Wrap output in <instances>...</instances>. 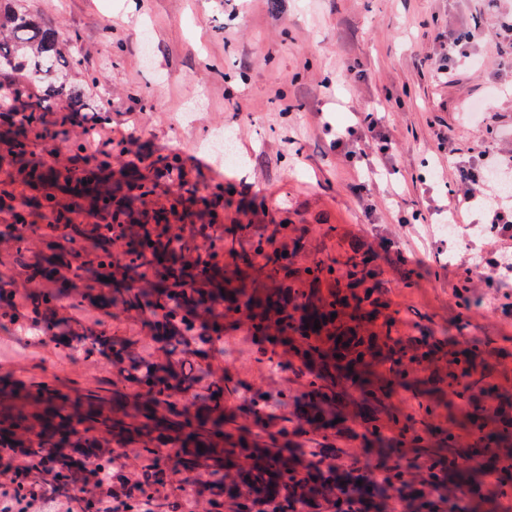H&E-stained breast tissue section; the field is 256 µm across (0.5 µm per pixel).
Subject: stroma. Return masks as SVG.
<instances>
[{"mask_svg":"<svg viewBox=\"0 0 512 512\" xmlns=\"http://www.w3.org/2000/svg\"><path fill=\"white\" fill-rule=\"evenodd\" d=\"M63 34L78 60L70 81L97 82L90 100L107 142L90 159L122 171L128 154L175 157L198 194L214 185L254 203L258 220L306 219L315 234L340 225L347 236L377 245L398 242L419 271L403 287L387 272L382 288L409 335L446 332L488 337L495 381L512 380V315L484 304L460 314L452 287L456 244L430 238L424 226L399 222L411 205L448 202L434 183L438 133H450L457 155L495 146L512 130V94H494L512 47L494 18L512 0H17ZM476 33L480 70L459 68L448 81L424 65L449 32ZM241 111H233L234 103ZM377 110L395 142L398 195L371 185L332 149L323 123L340 126ZM234 134L243 162L219 159L214 142ZM372 218H365L364 204ZM464 330H457V322ZM58 348L39 332L0 323V386L18 398L32 382L109 393L113 371L103 357L57 363Z\"/></svg>","mask_w":512,"mask_h":512,"instance_id":"stroma-1","label":"stroma"}]
</instances>
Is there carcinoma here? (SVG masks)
Listing matches in <instances>:
<instances>
[{"instance_id":"cac0c4a2","label":"carcinoma","mask_w":512,"mask_h":512,"mask_svg":"<svg viewBox=\"0 0 512 512\" xmlns=\"http://www.w3.org/2000/svg\"><path fill=\"white\" fill-rule=\"evenodd\" d=\"M3 2L0 85L13 84V115L0 118L7 125L0 136V167H9L0 181V210L12 213L11 252L34 289L27 319L47 329L64 350L83 348L87 357L104 356L116 367L127 362L136 340L63 314L74 297L81 305L142 316L155 349L151 364L133 381L115 372L108 399L91 393L70 402L40 384L35 394L44 408H3L0 446L24 434L32 448L26 482H49L63 493L76 490L70 477L79 462L59 449L70 447L69 427L77 425L89 431L90 448L139 449L134 502L156 503L157 512H175L181 497L171 482L172 465L186 475L205 472L216 479L200 491L211 512H320L332 497L338 512H384L393 497L409 512H444L454 507L449 493L462 469L471 497L456 512H512L502 508L512 500V387L489 380L478 363L494 353L491 340L475 337L453 348L440 336L401 335L399 311L386 307L379 288L380 251L360 240L345 242L339 259L312 251L304 219L293 225L285 248L277 239L281 225L257 232L249 227L253 220L240 223L248 210L227 197L224 187L197 196L174 157L152 159L122 178L101 166L49 169L30 149L34 131L56 133L44 114L92 108L84 88L65 78L78 61L65 58L62 32L18 9L14 0ZM159 179L177 185L160 206L152 200ZM18 185L26 190L20 201ZM221 207L235 208L236 217L212 248L189 254L174 247L185 229L211 237L202 215L212 217ZM35 235L48 253L29 262ZM116 238L126 249L122 270L111 263ZM391 252L401 282L415 286L417 271L402 252ZM146 263L150 271L143 278L139 270ZM77 280L108 285V299L67 292ZM187 283L193 288H184ZM316 322L321 329H314ZM226 323L270 340L273 348L258 353L292 358L291 377L277 391L285 407L278 423L267 422L264 394L255 395L244 412L232 406L239 387L212 354L223 348ZM423 368L429 370L426 380L420 377ZM461 377L469 380L463 389L457 386ZM203 378L208 391L195 400L192 392ZM428 380L448 387L446 411L456 427H444L445 414L431 402L420 404L414 415L396 413L386 403L389 389L420 392ZM130 383L137 389L133 397ZM351 386L360 392L358 403L349 395ZM490 389L499 396L492 427L483 400ZM349 422L363 430L364 447L375 449L364 464L342 462L339 438ZM164 441L174 443L170 459L159 451ZM299 445L314 449L310 460L294 456ZM403 455L423 462L436 495H421L420 471L404 475ZM477 457L494 468L492 481L478 467L465 469ZM370 488L373 504L363 499Z\"/></svg>"}]
</instances>
